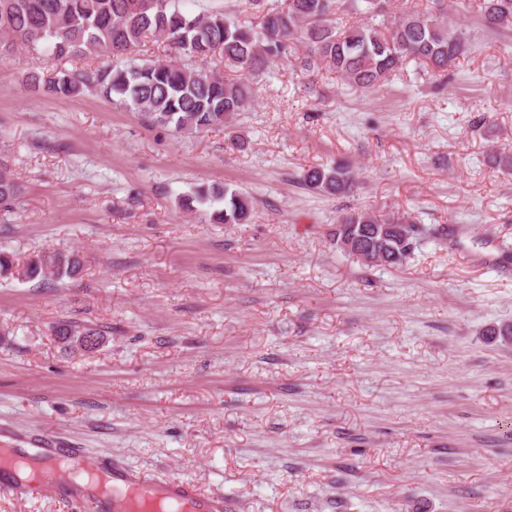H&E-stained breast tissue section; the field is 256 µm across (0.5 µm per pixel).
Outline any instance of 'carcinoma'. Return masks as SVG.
Masks as SVG:
<instances>
[{
	"mask_svg": "<svg viewBox=\"0 0 512 512\" xmlns=\"http://www.w3.org/2000/svg\"><path fill=\"white\" fill-rule=\"evenodd\" d=\"M248 2L259 17L251 24L218 11L192 15L180 8L179 0H0V56L24 48L58 59H118L148 38L161 39L171 50L162 59L77 73L61 69L30 78L59 97L96 90L154 125L194 135L220 128L244 111L258 92V78L274 61L293 59L307 76L324 63L349 86L372 90L407 61L442 77L471 47L467 33L448 23L446 0H434L432 12L414 5L393 12L391 0H286L279 9L265 0ZM344 12L360 19L345 22L339 17ZM479 12L488 30L512 28V0H482ZM186 59L219 62L226 74L198 69ZM303 179L331 196L346 195L357 183L355 169L344 162L314 167ZM19 194L9 166L0 161V208L11 207ZM195 203L217 205L211 214L216 224H248L252 219L250 198L226 186L202 185L181 200L189 210ZM345 230L360 238L359 253L379 249L383 264L390 267L401 265L422 235L409 216L369 211L338 215L336 241ZM81 269L75 250L44 251L20 265L0 249L1 277L62 279ZM53 334L68 347L81 336L101 338L96 328L79 331L68 324L55 326Z\"/></svg>",
	"mask_w": 512,
	"mask_h": 512,
	"instance_id": "obj_1",
	"label": "carcinoma"
}]
</instances>
